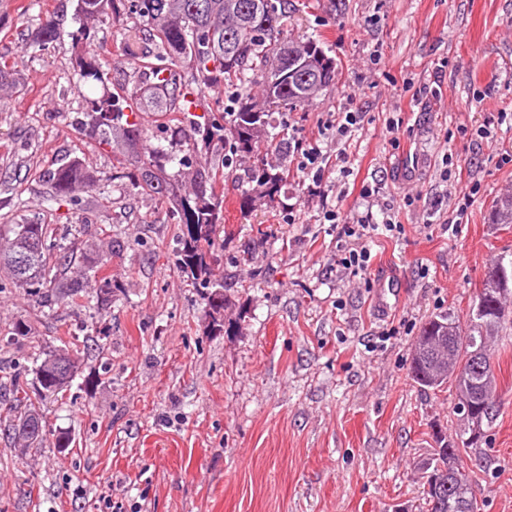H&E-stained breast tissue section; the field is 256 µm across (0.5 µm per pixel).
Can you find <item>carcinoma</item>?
Here are the masks:
<instances>
[{"label": "carcinoma", "mask_w": 512, "mask_h": 512, "mask_svg": "<svg viewBox=\"0 0 512 512\" xmlns=\"http://www.w3.org/2000/svg\"><path fill=\"white\" fill-rule=\"evenodd\" d=\"M288 0H76V16L81 26L72 35L75 41L89 40L86 25L103 16L114 20L135 19L143 24L147 47L134 55L133 78L146 88L135 87L120 94L103 89L99 96H84L89 134L98 144L117 143L126 150L129 168L116 175L131 182V187L168 205L179 215V267L204 291L206 314L211 331L221 333L224 324L238 327L235 320L224 321L228 300L224 284L213 279L215 236L224 221V195L217 188L207 165L199 163L202 150L217 141L237 153L255 158L250 174L257 191L266 197L277 195L286 182L285 170L268 161V155L256 153L255 145L266 135L276 112H293L316 98L333 84L335 59L320 42L309 39L295 42L282 28ZM60 23L55 14H47L37 34V44L46 49L57 45ZM110 62L89 48L75 58L74 73L82 86L105 84ZM224 83L235 90V108L229 116L211 114L204 123L192 116L195 96L208 87ZM264 88L265 105L253 101L249 85ZM174 112L183 114L184 126L159 137L141 122V113ZM156 143H151V140ZM168 166L195 167L190 186L175 190L178 173L169 174ZM55 200L77 201L76 192L90 191L94 181L82 161L71 159L43 174ZM492 223L512 224V196L496 200ZM63 250L52 224H13L10 235L0 237V271L8 283L27 289L30 295L49 304L76 305L84 300L101 307L112 304L119 286L103 280L89 287L87 272L99 263L98 256H82L83 268L64 276L73 255H63L58 272L49 264L51 256ZM479 336L471 315L462 319L453 310L440 313L421 327L416 345L438 348L452 345L455 364L444 377L435 374L433 360L414 355L411 375L425 389L457 390L456 370L468 379L475 404H481L483 379L495 375L492 353H486L482 369L473 364L471 338ZM67 357L68 366L60 370L49 366L56 354ZM81 365L79 353L59 347L44 353L31 383L19 374H11L0 365V390L9 392V410L28 399V388L41 397L55 396L71 386ZM42 421L40 414L28 408L15 417L8 431L20 436L25 447L38 448L44 441L45 426L30 435L26 425ZM488 443V435L462 444L444 443L422 463L426 512H481L472 496V475L462 460V450Z\"/></svg>", "instance_id": "cac0c4a2"}]
</instances>
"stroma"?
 Returning a JSON list of instances; mask_svg holds the SVG:
<instances>
[{
    "mask_svg": "<svg viewBox=\"0 0 512 512\" xmlns=\"http://www.w3.org/2000/svg\"><path fill=\"white\" fill-rule=\"evenodd\" d=\"M75 6L0 0V58L15 74L0 92V234L51 224L78 254L116 239L98 275L121 291L101 310L0 290V363L30 373L59 341L94 344L63 398L41 403L42 447L19 453L0 429V512H424L418 464L461 423L451 390L412 380L414 342L431 316L466 315L492 265L512 259V224L490 220L512 185V163L501 161L512 154V123L499 119L512 114V0H288L289 39L320 40L336 78L279 120L332 157L337 145L319 138V117L364 113L351 167L380 184L402 230L368 239L367 271L350 274L336 264V227L322 211L378 224L379 207L346 191L333 168L318 188L290 172L275 198L241 208L251 162L235 157L217 176L224 227L214 277L232 303L228 317L240 320L228 335L212 333L200 289L178 266L172 209L113 182L119 148L82 128ZM48 11L62 44L43 50L33 39ZM90 41L112 53L110 89L131 87L142 46L133 22L100 18ZM392 117L405 130L396 149ZM447 152L458 164L448 180ZM73 158L94 189L75 203L51 200L42 173ZM474 184L467 224L445 232L442 218ZM22 319L29 334L11 339ZM494 350V461L473 490L484 512H512V316ZM60 432L71 438L63 451Z\"/></svg>",
    "mask_w": 512,
    "mask_h": 512,
    "instance_id": "obj_1",
    "label": "stroma"
}]
</instances>
